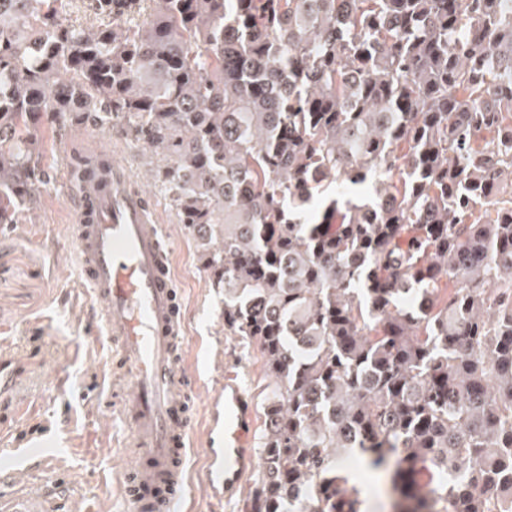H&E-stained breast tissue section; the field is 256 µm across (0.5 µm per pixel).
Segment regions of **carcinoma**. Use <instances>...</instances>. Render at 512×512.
I'll list each match as a JSON object with an SVG mask.
<instances>
[{
	"mask_svg": "<svg viewBox=\"0 0 512 512\" xmlns=\"http://www.w3.org/2000/svg\"><path fill=\"white\" fill-rule=\"evenodd\" d=\"M72 2L0 0V224L51 181L39 126L165 157L224 326L270 378L246 512H360L346 455L396 512H512L504 0H94L90 27Z\"/></svg>",
	"mask_w": 512,
	"mask_h": 512,
	"instance_id": "obj_1",
	"label": "carcinoma"
}]
</instances>
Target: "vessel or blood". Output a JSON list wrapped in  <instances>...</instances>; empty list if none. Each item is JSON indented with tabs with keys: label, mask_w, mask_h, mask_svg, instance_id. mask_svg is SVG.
Wrapping results in <instances>:
<instances>
[{
	"label": "vessel or blood",
	"mask_w": 512,
	"mask_h": 512,
	"mask_svg": "<svg viewBox=\"0 0 512 512\" xmlns=\"http://www.w3.org/2000/svg\"><path fill=\"white\" fill-rule=\"evenodd\" d=\"M71 236L83 278L100 304L122 390L118 412L134 467L121 475L130 512H186L192 425L183 364L186 333L173 257L155 212L129 169L110 164L77 188ZM223 417L212 429L207 479L231 502L253 468L254 412L235 375L224 377Z\"/></svg>",
	"instance_id": "vessel-or-blood-1"
}]
</instances>
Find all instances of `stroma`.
<instances>
[{
	"mask_svg": "<svg viewBox=\"0 0 512 512\" xmlns=\"http://www.w3.org/2000/svg\"><path fill=\"white\" fill-rule=\"evenodd\" d=\"M42 164L52 176L22 223L0 224V357L12 384L0 395V512L16 503L46 512H125L118 490L133 459L112 393L110 348L91 328L96 303L69 236L74 195L65 164L75 149L111 153L149 197L173 248L187 333L184 363L195 381L188 512H214L207 485L211 404L232 370L254 406L267 378L255 347L224 327V291L201 264L195 237L159 190V155L91 127L44 126Z\"/></svg>",
	"mask_w": 512,
	"mask_h": 512,
	"instance_id": "stroma-1",
	"label": "stroma"
}]
</instances>
